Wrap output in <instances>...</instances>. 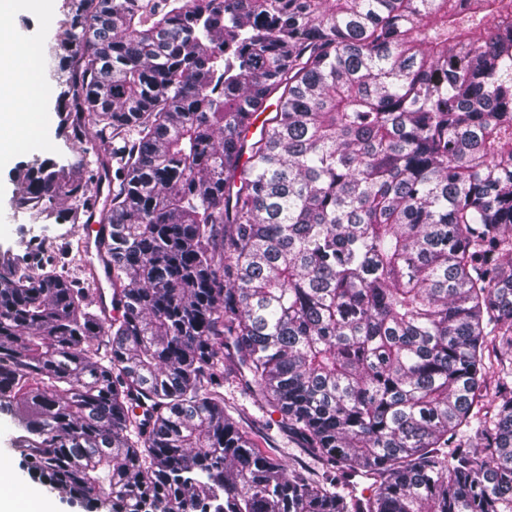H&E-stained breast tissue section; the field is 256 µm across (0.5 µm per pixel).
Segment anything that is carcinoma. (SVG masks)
I'll return each mask as SVG.
<instances>
[{"label": "carcinoma", "instance_id": "cac0c4a2", "mask_svg": "<svg viewBox=\"0 0 512 512\" xmlns=\"http://www.w3.org/2000/svg\"><path fill=\"white\" fill-rule=\"evenodd\" d=\"M46 54L57 135L93 126L98 149L83 173L18 166L12 207L79 224L112 170V318L78 244L0 261L20 489L85 512H512V0H62ZM230 378L317 470L256 447Z\"/></svg>", "mask_w": 512, "mask_h": 512}]
</instances>
